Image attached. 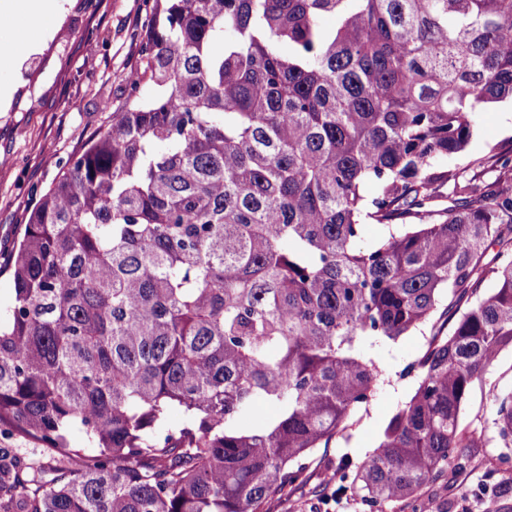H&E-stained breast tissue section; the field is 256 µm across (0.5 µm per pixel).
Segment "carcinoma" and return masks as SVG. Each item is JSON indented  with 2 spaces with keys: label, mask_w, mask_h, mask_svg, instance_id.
Returning <instances> with one entry per match:
<instances>
[{
  "label": "carcinoma",
  "mask_w": 512,
  "mask_h": 512,
  "mask_svg": "<svg viewBox=\"0 0 512 512\" xmlns=\"http://www.w3.org/2000/svg\"><path fill=\"white\" fill-rule=\"evenodd\" d=\"M141 53L7 267L0 427L55 465L0 459V512H271L429 323L351 471L372 506L415 495L512 350V153L490 183L447 166L512 99V0H154Z\"/></svg>",
  "instance_id": "carcinoma-1"
}]
</instances>
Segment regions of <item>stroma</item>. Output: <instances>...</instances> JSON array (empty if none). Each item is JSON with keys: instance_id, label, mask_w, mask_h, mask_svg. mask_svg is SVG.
Returning a JSON list of instances; mask_svg holds the SVG:
<instances>
[{"instance_id": "obj_1", "label": "stroma", "mask_w": 512, "mask_h": 512, "mask_svg": "<svg viewBox=\"0 0 512 512\" xmlns=\"http://www.w3.org/2000/svg\"><path fill=\"white\" fill-rule=\"evenodd\" d=\"M61 23L36 51L19 53L13 69L0 71L9 86L8 108H0V319L8 317L13 282L5 266L22 236L30 211L73 154L109 123L102 101L121 105L127 75L141 66V38L150 25L148 0H58ZM472 139L448 168L463 176L495 172L481 159L512 145V102L483 105L474 116ZM431 334L422 327L377 351L383 371L368 406L356 409L347 430L304 460L301 479L287 486L272 512H423L427 500L444 512H512V448L500 447L489 385L512 389V351L502 354L475 386L462 414L475 445L410 498L371 507L356 494L345 460H364L379 445L390 417L412 397L415 375L407 366L422 354Z\"/></svg>"}]
</instances>
